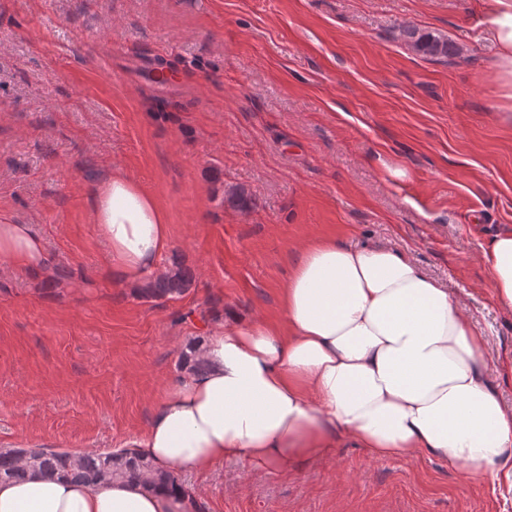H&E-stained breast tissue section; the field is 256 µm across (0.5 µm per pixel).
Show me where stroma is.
I'll return each instance as SVG.
<instances>
[{
	"mask_svg": "<svg viewBox=\"0 0 512 512\" xmlns=\"http://www.w3.org/2000/svg\"><path fill=\"white\" fill-rule=\"evenodd\" d=\"M482 0H0V221L49 276L0 262V448L130 447L187 370L198 323L278 312L315 233L384 245L448 285L485 334L512 408V310L482 252L512 227V125L477 26ZM435 31L432 61L400 39ZM134 180L165 211L148 299L111 269L94 187ZM248 194L237 207V191ZM200 512H512V482L435 457L328 455L252 475L181 474ZM401 38L412 50L432 60L451 63L460 55L459 48L443 35L404 28L401 30Z\"/></svg>",
	"mask_w": 512,
	"mask_h": 512,
	"instance_id": "stroma-1",
	"label": "stroma"
}]
</instances>
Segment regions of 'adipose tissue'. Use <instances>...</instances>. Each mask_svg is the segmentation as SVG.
Listing matches in <instances>:
<instances>
[{"instance_id": "adipose-tissue-1", "label": "adipose tissue", "mask_w": 512, "mask_h": 512, "mask_svg": "<svg viewBox=\"0 0 512 512\" xmlns=\"http://www.w3.org/2000/svg\"><path fill=\"white\" fill-rule=\"evenodd\" d=\"M492 67L512 89V0H483ZM94 223L127 283L162 274L167 216L114 174L94 193ZM0 259L44 267L27 224L0 223ZM499 305L512 310V228L483 253ZM280 316L203 321L190 373L167 389L136 445L156 466L206 474L234 458L252 472L325 455L345 438L378 459L433 456L474 472H512V410L490 384L484 337L460 299L383 246L304 241L280 291ZM181 496L133 482L103 486L39 474L0 482V512H186Z\"/></svg>"}]
</instances>
